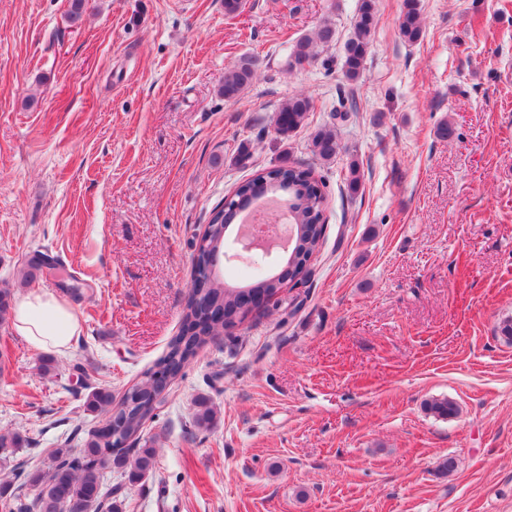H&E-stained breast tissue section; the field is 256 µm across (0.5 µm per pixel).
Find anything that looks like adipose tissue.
Instances as JSON below:
<instances>
[{
	"label": "adipose tissue",
	"instance_id": "1",
	"mask_svg": "<svg viewBox=\"0 0 512 512\" xmlns=\"http://www.w3.org/2000/svg\"><path fill=\"white\" fill-rule=\"evenodd\" d=\"M12 327L35 350L64 352L79 332L77 316L68 302L49 291L22 296L12 313Z\"/></svg>",
	"mask_w": 512,
	"mask_h": 512
}]
</instances>
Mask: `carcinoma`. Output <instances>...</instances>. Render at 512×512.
Returning a JSON list of instances; mask_svg holds the SVG:
<instances>
[{
	"label": "carcinoma",
	"mask_w": 512,
	"mask_h": 512,
	"mask_svg": "<svg viewBox=\"0 0 512 512\" xmlns=\"http://www.w3.org/2000/svg\"><path fill=\"white\" fill-rule=\"evenodd\" d=\"M377 0H360L353 24V35L344 50V76L355 81L359 78L370 38L376 25ZM399 30L408 42L417 41L422 34V20L418 0H405ZM336 29L330 20L323 21L314 36L297 40L289 55V67L302 66L316 60V48L327 47L335 39ZM256 74V61L243 57L224 73L221 94L227 101L238 99L252 84ZM313 108L310 97L297 95L281 104L275 117V132L286 139L304 124ZM313 156L323 162L335 159L342 150L334 128L324 126L311 138ZM265 184V190L281 194L294 201L293 224L295 239L288 261L276 272L254 278L249 284L231 288L211 274L212 253L224 249L226 233L236 223L238 213L255 198L253 189ZM324 183L314 175L313 168L299 163L283 161L274 168H258L251 177L239 184L229 202L214 208L208 228L199 238L191 274L188 299L183 309L182 327L174 336L160 360L163 376L157 377L152 369L145 371L134 392L113 404L112 393L95 389L87 396L86 406L92 412H102V425L90 430L80 447L64 445L49 455L46 468L25 470L15 478H23L18 491H8L11 483L0 486V512H121L112 495L121 490L105 484L106 475L121 472L132 482L150 473L156 461L153 448H116L112 441L115 429L139 440L145 422L154 411L153 399L169 383L182 375L184 368L208 343L235 328L245 318L242 296L263 294L275 296L285 282H298L306 278L308 268L303 262L312 258L321 248L325 224L326 205ZM426 410L439 418L456 414L455 403L448 399H433L425 403ZM217 423V413L203 398L197 403L193 425L208 430Z\"/></svg>",
	"instance_id": "obj_1"
}]
</instances>
